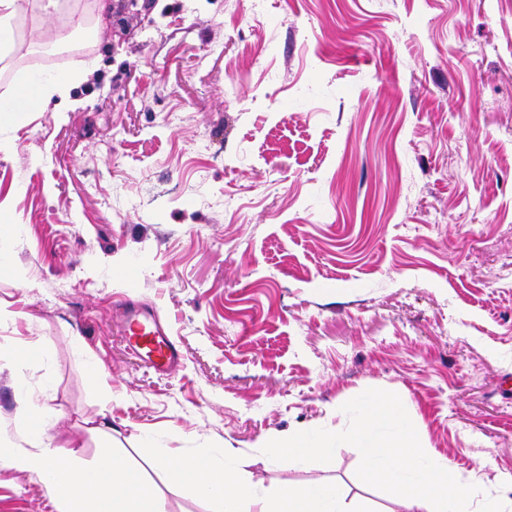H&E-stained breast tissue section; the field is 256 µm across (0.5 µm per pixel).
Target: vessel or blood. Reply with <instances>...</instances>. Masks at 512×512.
<instances>
[{"mask_svg": "<svg viewBox=\"0 0 512 512\" xmlns=\"http://www.w3.org/2000/svg\"><path fill=\"white\" fill-rule=\"evenodd\" d=\"M125 323L129 347L157 372L165 373L178 365L179 352L153 313L144 310L128 312Z\"/></svg>", "mask_w": 512, "mask_h": 512, "instance_id": "vessel-or-blood-1", "label": "vessel or blood"}]
</instances>
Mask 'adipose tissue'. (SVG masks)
<instances>
[{"label":"adipose tissue","mask_w":512,"mask_h":512,"mask_svg":"<svg viewBox=\"0 0 512 512\" xmlns=\"http://www.w3.org/2000/svg\"><path fill=\"white\" fill-rule=\"evenodd\" d=\"M78 75H34L10 97L0 100V112H37L47 98L65 94ZM27 432L35 436V449H17L13 467L37 475L52 490L59 512H164L156 488L139 471L113 453L95 464H84L76 449L44 441V414L38 405L25 408ZM166 478L187 481L202 496L217 502L220 512H352L340 487L320 481L271 496L241 478L233 452L204 458L167 449L151 460Z\"/></svg>","instance_id":"1"}]
</instances>
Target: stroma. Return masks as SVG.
Instances as JSON below:
<instances>
[{
  "instance_id": "1",
  "label": "stroma",
  "mask_w": 512,
  "mask_h": 512,
  "mask_svg": "<svg viewBox=\"0 0 512 512\" xmlns=\"http://www.w3.org/2000/svg\"><path fill=\"white\" fill-rule=\"evenodd\" d=\"M15 37L0 96L86 76L0 116V512H56L9 465L27 400L88 465L114 451L149 478L160 449L230 448L268 494L320 479L391 512L351 446L319 469L259 448L345 430L378 387L506 491L512 0H29ZM131 302L175 370L129 348ZM83 73L69 76L34 75L29 76L10 97L0 101L1 116L11 112L40 111L47 98L55 94H66L70 87L81 80Z\"/></svg>"
}]
</instances>
